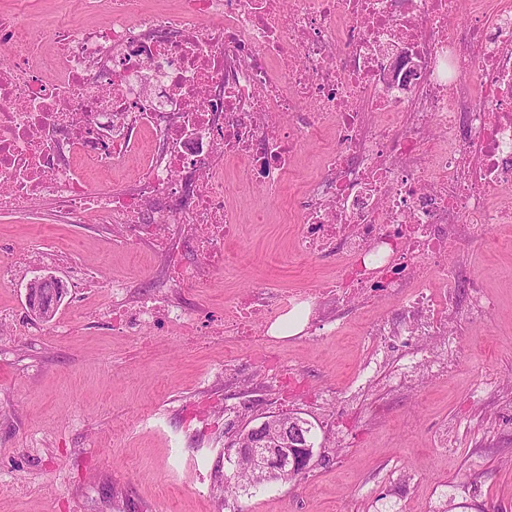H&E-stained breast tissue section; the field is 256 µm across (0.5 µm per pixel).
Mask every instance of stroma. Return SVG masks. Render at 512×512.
<instances>
[{"label":"stroma","mask_w":512,"mask_h":512,"mask_svg":"<svg viewBox=\"0 0 512 512\" xmlns=\"http://www.w3.org/2000/svg\"><path fill=\"white\" fill-rule=\"evenodd\" d=\"M330 142L326 128L307 143L268 203L257 179L225 160V176L239 183L228 202L243 218L224 246L228 262L176 291L198 320L252 288L335 278V258L295 251L290 214ZM263 204L272 223L251 218ZM495 235L498 248L474 240L451 257L497 301L490 317L465 326L457 370L408 392L380 379L349 406L367 355L362 326L386 317L388 302L353 311L315 341L301 338L304 321L293 317L276 341L260 335L248 345L160 326L116 335L100 315L110 285L125 283L132 298L150 291L160 263L152 247L94 216L64 223L51 197L31 213H1L0 260L26 255L65 295L46 323L28 311L25 289L0 285V512H445L452 499L467 512H512V228ZM54 239L79 242L69 264L38 258ZM73 265L97 270L95 287H76ZM265 356L294 384L262 374L255 361ZM480 376L500 386L476 402ZM282 411L313 426L310 468L265 488L226 489L236 432ZM443 429L444 450L435 444Z\"/></svg>","instance_id":"35a3bbf8"}]
</instances>
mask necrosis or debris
<instances>
[{
  "mask_svg": "<svg viewBox=\"0 0 512 512\" xmlns=\"http://www.w3.org/2000/svg\"><path fill=\"white\" fill-rule=\"evenodd\" d=\"M110 0L108 25L0 12V211L45 197L71 222L95 214L158 248L159 299L112 285V331L185 326L176 288L224 257L238 212L219 159L236 157L276 199L302 144L325 122L335 144L298 199L299 251L335 254V279L291 293L254 288L225 308L250 344L259 326L306 311L309 333L380 301L358 375L401 391L416 371L446 376L463 357L462 318L495 306L449 255L512 225L489 188L512 192V11L465 0ZM137 164L128 184L112 169ZM198 262L186 261L184 250Z\"/></svg>",
  "mask_w": 512,
  "mask_h": 512,
  "instance_id": "4bbe7bcc",
  "label": "necrosis or debris"
}]
</instances>
